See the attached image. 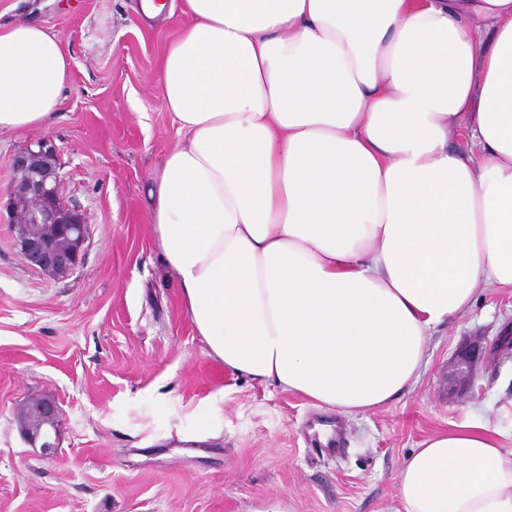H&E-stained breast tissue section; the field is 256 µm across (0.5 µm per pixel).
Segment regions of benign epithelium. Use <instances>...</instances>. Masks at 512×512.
<instances>
[{
  "instance_id": "benign-epithelium-1",
  "label": "benign epithelium",
  "mask_w": 512,
  "mask_h": 512,
  "mask_svg": "<svg viewBox=\"0 0 512 512\" xmlns=\"http://www.w3.org/2000/svg\"><path fill=\"white\" fill-rule=\"evenodd\" d=\"M52 156L54 146L48 139H40L13 155L11 166L19 177L9 186L8 207L22 256L40 270L56 274L77 265L89 225L82 213L61 197L60 177L44 174ZM481 353L478 341L459 345L448 376L452 385L461 390L472 386ZM59 416L60 407L52 400L37 401L18 414L23 439L49 462L60 448Z\"/></svg>"
}]
</instances>
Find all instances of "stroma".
Listing matches in <instances>:
<instances>
[{
	"label": "stroma",
	"mask_w": 512,
	"mask_h": 512,
	"mask_svg": "<svg viewBox=\"0 0 512 512\" xmlns=\"http://www.w3.org/2000/svg\"><path fill=\"white\" fill-rule=\"evenodd\" d=\"M154 25L139 0H0V26L25 18L57 33L70 78L46 126L0 133V512H395L396 477L414 448L468 420L512 432V290L478 291L430 329L418 382L364 413L227 373L184 313L151 224L150 192L177 140L157 74L185 20L165 0ZM57 149L60 193L90 233L60 277L21 255L5 218L9 159ZM488 351L467 392L448 387L455 349ZM61 408L60 450L43 461L16 410ZM338 424L342 448L310 429Z\"/></svg>",
	"instance_id": "obj_1"
}]
</instances>
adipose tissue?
<instances>
[{"label": "adipose tissue", "instance_id": "1", "mask_svg": "<svg viewBox=\"0 0 512 512\" xmlns=\"http://www.w3.org/2000/svg\"><path fill=\"white\" fill-rule=\"evenodd\" d=\"M154 233L227 371L338 411L419 376L430 328L512 289V0H184ZM58 35L0 27V131L47 124ZM461 130L465 145L451 144ZM401 512H512V448L434 434Z\"/></svg>", "mask_w": 512, "mask_h": 512}]
</instances>
